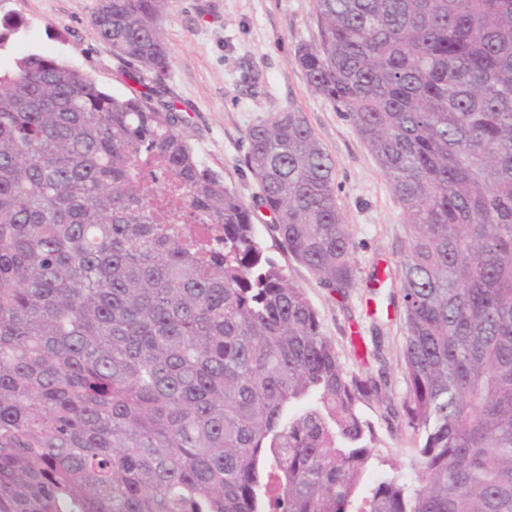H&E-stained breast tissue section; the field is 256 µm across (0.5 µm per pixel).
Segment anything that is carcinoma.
I'll return each instance as SVG.
<instances>
[{"label": "carcinoma", "instance_id": "obj_1", "mask_svg": "<svg viewBox=\"0 0 512 512\" xmlns=\"http://www.w3.org/2000/svg\"><path fill=\"white\" fill-rule=\"evenodd\" d=\"M167 0H99L142 90L0 70V512H512V0H315L297 60L397 197L414 481L368 480L362 405L303 288L166 98ZM275 247L356 287L303 113L247 133Z\"/></svg>", "mask_w": 512, "mask_h": 512}]
</instances>
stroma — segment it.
<instances>
[{"mask_svg": "<svg viewBox=\"0 0 512 512\" xmlns=\"http://www.w3.org/2000/svg\"><path fill=\"white\" fill-rule=\"evenodd\" d=\"M98 0H0V18L21 27L0 47V67L28 52L68 60L117 96L134 87L122 63L91 24ZM170 50L166 84L187 118L183 133L203 162L221 174L246 202H255L259 183L245 162L246 132L270 114L303 112L331 157L338 202L351 226L357 285L342 297L320 287L303 266L278 249L270 254L290 280L304 288L344 364L365 378L388 385L362 411L380 441L382 455L412 478L414 452L406 432L387 420V408L406 395L401 311L390 304L399 282L369 286L372 275L397 272L408 249L402 209L374 157L351 123L312 94L296 48L318 40L314 0H168L160 22ZM382 339V357L357 358L350 336Z\"/></svg>", "mask_w": 512, "mask_h": 512, "instance_id": "obj_1", "label": "stroma"}]
</instances>
